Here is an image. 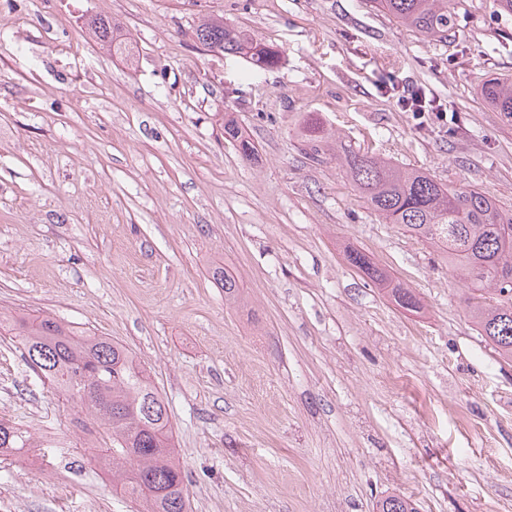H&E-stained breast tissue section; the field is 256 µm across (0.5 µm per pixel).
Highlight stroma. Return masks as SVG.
Segmentation results:
<instances>
[{
  "instance_id": "obj_1",
  "label": "stroma",
  "mask_w": 512,
  "mask_h": 512,
  "mask_svg": "<svg viewBox=\"0 0 512 512\" xmlns=\"http://www.w3.org/2000/svg\"><path fill=\"white\" fill-rule=\"evenodd\" d=\"M112 18L123 60L86 21ZM223 18L282 61L205 51ZM423 88L449 120L397 104ZM512 80V16L464 0L447 41L368 0H0V308L120 343L174 427L192 512H512V362L477 335L466 286L372 212L302 128L472 185L512 210V119L480 97ZM232 116L256 147L224 137ZM357 249L421 301L398 308ZM238 277L234 309L211 272ZM69 413L0 341V420L34 445L0 456V512H140ZM346 260L357 271L368 276L373 282L378 284L390 283V274L381 267L371 262V260L361 251L351 249L346 251Z\"/></svg>"
}]
</instances>
